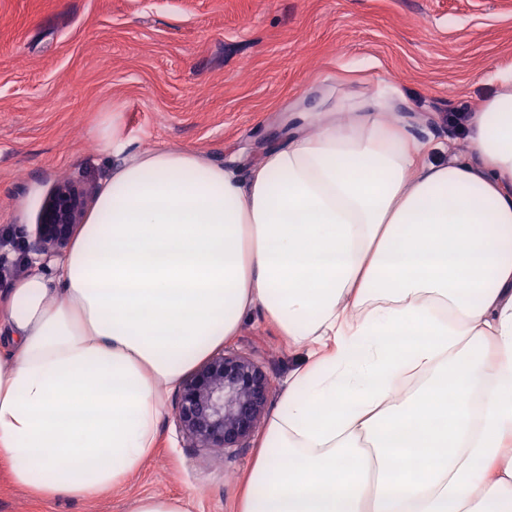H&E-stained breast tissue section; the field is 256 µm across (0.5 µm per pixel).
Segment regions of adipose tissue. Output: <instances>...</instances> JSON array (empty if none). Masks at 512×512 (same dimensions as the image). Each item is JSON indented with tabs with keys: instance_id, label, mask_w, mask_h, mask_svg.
<instances>
[{
	"instance_id": "adipose-tissue-1",
	"label": "adipose tissue",
	"mask_w": 512,
	"mask_h": 512,
	"mask_svg": "<svg viewBox=\"0 0 512 512\" xmlns=\"http://www.w3.org/2000/svg\"><path fill=\"white\" fill-rule=\"evenodd\" d=\"M463 147L340 99L247 174L127 151L0 308V461L39 498L124 484L161 393L252 311L307 350L238 512H512V71Z\"/></svg>"
}]
</instances>
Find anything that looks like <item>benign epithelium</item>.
I'll use <instances>...</instances> for the list:
<instances>
[{"mask_svg": "<svg viewBox=\"0 0 512 512\" xmlns=\"http://www.w3.org/2000/svg\"><path fill=\"white\" fill-rule=\"evenodd\" d=\"M94 191L85 183L58 182L44 200L35 236L23 238L18 264L58 252L84 223ZM270 379L254 360L217 352L193 370L176 394L174 413L189 448H241L269 401Z\"/></svg>", "mask_w": 512, "mask_h": 512, "instance_id": "obj_1", "label": "benign epithelium"}]
</instances>
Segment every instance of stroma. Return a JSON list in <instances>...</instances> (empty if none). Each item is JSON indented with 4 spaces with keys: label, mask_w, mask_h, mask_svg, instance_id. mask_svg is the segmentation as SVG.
<instances>
[{
    "label": "stroma",
    "mask_w": 512,
    "mask_h": 512,
    "mask_svg": "<svg viewBox=\"0 0 512 512\" xmlns=\"http://www.w3.org/2000/svg\"><path fill=\"white\" fill-rule=\"evenodd\" d=\"M512 68V0H0V231L34 235L53 186L100 188L118 155L101 131L115 114L129 150L189 148L247 172L282 144L297 107L397 92L415 131L448 146V123ZM224 352L263 365L277 405L304 349L260 312ZM160 445L124 485L89 500L38 499L0 466V512H130L148 495L189 497L193 512H236L261 433L241 448L187 447L162 394Z\"/></svg>",
    "instance_id": "35a3bbf8"
}]
</instances>
